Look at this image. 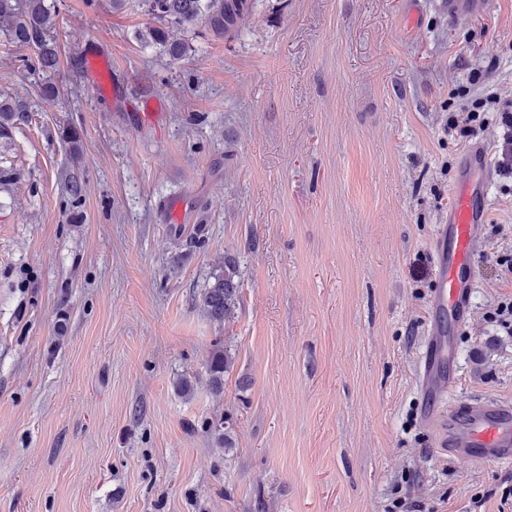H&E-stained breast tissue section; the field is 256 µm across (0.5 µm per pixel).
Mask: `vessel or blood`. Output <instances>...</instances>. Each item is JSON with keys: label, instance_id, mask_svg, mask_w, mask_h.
Instances as JSON below:
<instances>
[{"label": "vessel or blood", "instance_id": "1", "mask_svg": "<svg viewBox=\"0 0 512 512\" xmlns=\"http://www.w3.org/2000/svg\"><path fill=\"white\" fill-rule=\"evenodd\" d=\"M467 175L454 188L448 222L434 242L436 257L432 309L436 319L418 363L423 420L438 430L441 451L453 459L503 464L512 461V405L495 399L466 403L450 401L455 377L448 366L455 344L449 322L464 324L475 283L471 256L485 222V190L481 179L487 171L486 156L473 148L465 161Z\"/></svg>", "mask_w": 512, "mask_h": 512}]
</instances>
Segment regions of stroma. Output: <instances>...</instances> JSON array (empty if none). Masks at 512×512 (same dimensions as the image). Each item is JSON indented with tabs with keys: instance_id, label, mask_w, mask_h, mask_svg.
<instances>
[{
	"instance_id": "stroma-1",
	"label": "stroma",
	"mask_w": 512,
	"mask_h": 512,
	"mask_svg": "<svg viewBox=\"0 0 512 512\" xmlns=\"http://www.w3.org/2000/svg\"><path fill=\"white\" fill-rule=\"evenodd\" d=\"M53 2L56 71L0 34L17 113L0 138V512H512V464L440 455L417 382L433 243L481 144L453 396L512 403L494 314L512 302L496 262L512 176L483 102L512 101V0H252L223 38L172 26L179 61L138 39L140 0ZM151 98L157 127L133 117ZM465 106L484 121L462 138L448 115ZM172 197L194 223H162ZM228 256L241 299L219 324L199 299ZM231 366L229 350L223 346H216L206 361V370L209 376V387L215 394L224 392V372Z\"/></svg>"
}]
</instances>
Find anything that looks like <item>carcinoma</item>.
I'll use <instances>...</instances> for the list:
<instances>
[{"mask_svg": "<svg viewBox=\"0 0 512 512\" xmlns=\"http://www.w3.org/2000/svg\"><path fill=\"white\" fill-rule=\"evenodd\" d=\"M142 6L153 23L139 37L147 44L161 46L174 61L186 56L187 45L170 36L169 25L185 29L203 26L214 36L224 37L240 30L251 12V0H142ZM54 29V14L46 0H0V31L10 43L34 50V58L26 67L43 73L57 69L59 50ZM235 277L236 261L226 256L222 273L201 293L200 305L218 323L234 315L240 301V282ZM230 366L229 350L214 348L206 361L209 387L214 393L224 392V372Z\"/></svg>", "mask_w": 512, "mask_h": 512, "instance_id": "obj_1", "label": "carcinoma"}]
</instances>
